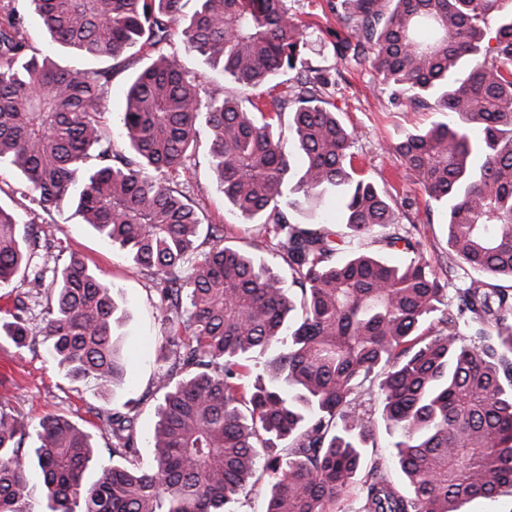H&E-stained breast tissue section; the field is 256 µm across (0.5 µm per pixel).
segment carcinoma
<instances>
[{
    "mask_svg": "<svg viewBox=\"0 0 512 512\" xmlns=\"http://www.w3.org/2000/svg\"><path fill=\"white\" fill-rule=\"evenodd\" d=\"M30 0L52 40L76 56L119 59L139 48L122 115L125 151L102 130L103 69L71 71L29 40L15 0H0V170L50 212L69 200L101 237L156 282L169 366L158 373L153 465L143 468L130 419L113 414L117 463L92 481L91 434L61 415L34 426L0 407V512H31L28 471L47 512H232L259 458L275 475L265 512H335L360 485V512H463L512 496V8L506 0H329L346 35L336 55L369 69L429 127L391 146L442 208L448 255L463 271L447 308L437 268L397 229L390 199L358 174L354 131L324 106L327 77L242 108L204 90L168 50L178 38L244 90L302 64L307 45L288 0ZM288 119L291 138L282 136ZM224 200L273 234L291 287L272 264L226 243L176 188L201 128ZM340 202L345 232L297 227L289 212ZM0 206V288L62 240L18 229ZM377 228L407 258L363 250ZM348 248L346 256L337 254ZM29 284L51 290L41 336L77 380L125 372L113 340V285L76 254ZM0 323L19 348L36 336L20 314ZM397 433L402 484L366 462L373 392ZM36 437L34 449L26 440Z\"/></svg>",
    "mask_w": 512,
    "mask_h": 512,
    "instance_id": "cac0c4a2",
    "label": "carcinoma"
}]
</instances>
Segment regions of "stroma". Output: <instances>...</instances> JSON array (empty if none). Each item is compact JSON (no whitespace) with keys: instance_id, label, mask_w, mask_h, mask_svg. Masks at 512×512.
I'll list each match as a JSON object with an SVG mask.
<instances>
[{"instance_id":"stroma-1","label":"stroma","mask_w":512,"mask_h":512,"mask_svg":"<svg viewBox=\"0 0 512 512\" xmlns=\"http://www.w3.org/2000/svg\"><path fill=\"white\" fill-rule=\"evenodd\" d=\"M16 4L25 18L33 45L50 53L60 65L78 70L95 68V61L74 56L52 41L29 0H16ZM288 5L308 25L304 60L310 68L325 70L329 83L323 92L330 110L355 132L352 151L358 170L387 192L399 213L400 225L410 229L412 237L421 241L424 257L436 261L448 248L440 212L428 209L424 190L407 177L389 152L390 144L408 132L427 126L432 114L395 105L390 90L380 85L375 75L354 70L337 58L334 42L340 26L328 0H288ZM143 64L141 56L127 52L124 68L113 76L103 101L104 129L118 149L123 146L118 115L125 109L129 78ZM177 182L203 224L223 225L229 243L243 246L256 257L270 258V238L265 228L241 223L225 203L206 149H199L187 160ZM0 206L18 214L22 222H35L50 229L69 251L117 286L116 299L124 310V318L115 335L129 358L126 375L104 390L93 381L66 376L43 342L19 348L1 337L0 403L34 424L45 416L59 414L83 425L97 445L92 464L96 472L112 464L107 451L112 443V429L102 420V413L130 417L140 459L144 465H151L148 438L160 401L153 379L163 365L160 346L166 333L162 318L154 308L157 300L154 282L130 264L124 251L105 242L92 226L84 224L70 206L48 214L32 211L19 179L6 171L0 172ZM20 299L28 306L29 326L35 330L42 327L45 297L31 292L26 279L21 277L9 287L0 288V319L11 320L15 303Z\"/></svg>"}]
</instances>
